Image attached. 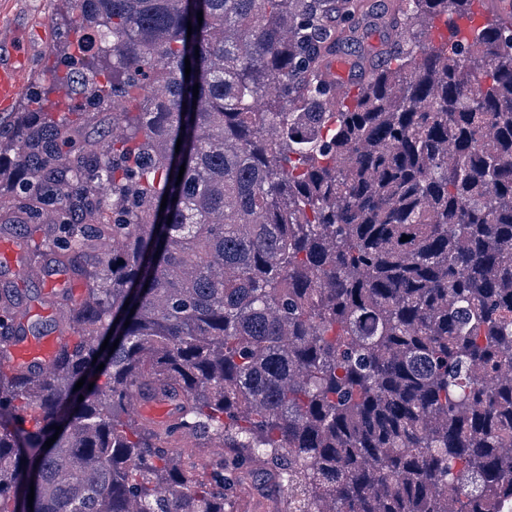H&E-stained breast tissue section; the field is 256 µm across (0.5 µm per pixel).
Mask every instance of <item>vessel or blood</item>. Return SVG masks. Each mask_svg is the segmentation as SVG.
<instances>
[{"label":"vessel or blood","instance_id":"vessel-or-blood-1","mask_svg":"<svg viewBox=\"0 0 512 512\" xmlns=\"http://www.w3.org/2000/svg\"><path fill=\"white\" fill-rule=\"evenodd\" d=\"M0 45L7 47L9 58L0 63V112L8 113L19 101L24 89V77L30 56L27 37L12 27L0 22ZM321 77L331 84L336 99H345L351 93L349 68L346 64L332 60L322 68ZM21 249L18 244L0 245V263L7 265L16 278H23L26 267L19 260ZM0 318L7 320L15 336L0 354V365L8 369L28 373L48 371L67 336L63 328L37 339L29 338L27 326L30 313L26 307L9 302L0 304ZM135 405L142 418L155 425H167L174 421L175 412L167 398L161 396L136 395Z\"/></svg>","mask_w":512,"mask_h":512}]
</instances>
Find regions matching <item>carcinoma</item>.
Returning a JSON list of instances; mask_svg holds the SVG:
<instances>
[{
	"label": "carcinoma",
	"mask_w": 512,
	"mask_h": 512,
	"mask_svg": "<svg viewBox=\"0 0 512 512\" xmlns=\"http://www.w3.org/2000/svg\"><path fill=\"white\" fill-rule=\"evenodd\" d=\"M58 2L93 42L63 31L0 120V224L86 295L48 372L0 367V512H228L245 483L167 451L182 427L267 467L285 512H500L512 26L414 29L475 0ZM372 24L387 65L358 57L337 106L319 71ZM134 390L177 423L126 418Z\"/></svg>",
	"instance_id": "cac0c4a2"
}]
</instances>
